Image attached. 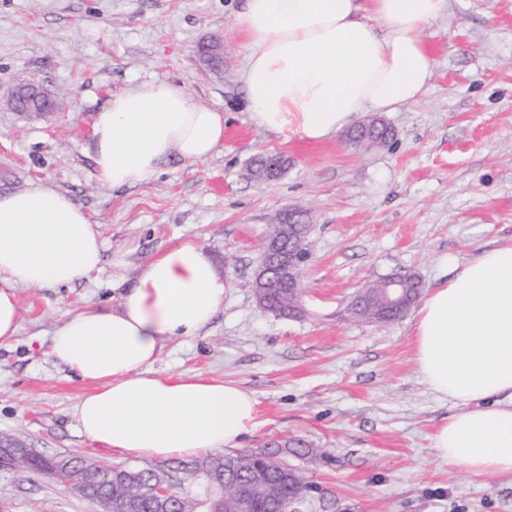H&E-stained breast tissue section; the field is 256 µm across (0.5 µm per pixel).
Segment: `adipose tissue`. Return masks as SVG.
Returning <instances> with one entry per match:
<instances>
[{"label": "adipose tissue", "mask_w": 512, "mask_h": 512, "mask_svg": "<svg viewBox=\"0 0 512 512\" xmlns=\"http://www.w3.org/2000/svg\"><path fill=\"white\" fill-rule=\"evenodd\" d=\"M445 0H245L236 30L252 122L283 140L318 142L357 113L417 101L434 72L423 27ZM224 141L222 112L179 88L144 81L112 94L93 123L96 177L106 186L151 178L172 157L197 162ZM102 263L98 225L72 197L38 186L0 194V342L19 327L17 291L90 277ZM226 281L191 241L148 261L117 307L67 315L49 353L90 384L72 408L90 442L149 458L236 447L257 401L201 374L156 375L167 340L189 338L224 306ZM419 374L452 402L431 436L467 474L512 477V238L460 263L414 316Z\"/></svg>", "instance_id": "1"}]
</instances>
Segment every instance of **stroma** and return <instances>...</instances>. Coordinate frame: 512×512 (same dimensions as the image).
Returning <instances> with one entry per match:
<instances>
[{
    "label": "stroma",
    "instance_id": "35a3bbf8",
    "mask_svg": "<svg viewBox=\"0 0 512 512\" xmlns=\"http://www.w3.org/2000/svg\"><path fill=\"white\" fill-rule=\"evenodd\" d=\"M425 25L434 75L416 101L385 113L389 146L353 148L345 133L284 141L246 110L242 0H0V193L45 186L98 224L103 262L60 288H22L16 336L0 344V433L46 456L84 454L131 468L151 460L93 444L72 407L88 389L49 354L65 314L112 308L144 264L185 240L226 278L224 307L192 338L167 342L156 375L202 373L257 401L239 450L304 439L289 455L311 487L302 512H512V480H484L441 460L435 428L455 411L422 381L413 314L392 324L348 319L366 283L400 270L423 288L443 259L466 261L512 237V0H447ZM54 94L57 109L26 119L4 104L16 78ZM157 80L224 114L208 158L171 159L149 180L99 183L92 125L112 93ZM280 153L273 181L248 164ZM307 214L306 316L260 309L253 281L286 209ZM0 512H99L48 477L0 470Z\"/></svg>",
    "mask_w": 512,
    "mask_h": 512
}]
</instances>
